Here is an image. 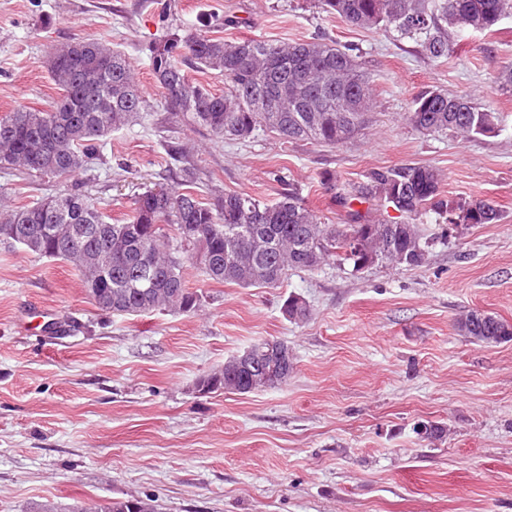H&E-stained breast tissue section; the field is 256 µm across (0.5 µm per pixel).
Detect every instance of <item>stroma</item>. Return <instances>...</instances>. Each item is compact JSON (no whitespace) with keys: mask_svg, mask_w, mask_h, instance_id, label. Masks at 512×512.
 Here are the masks:
<instances>
[{"mask_svg":"<svg viewBox=\"0 0 512 512\" xmlns=\"http://www.w3.org/2000/svg\"><path fill=\"white\" fill-rule=\"evenodd\" d=\"M223 17L213 37L352 45L371 75L366 129L331 147L267 132L216 137L169 112L149 47L199 16ZM119 51L151 105L112 131L79 173L39 178L0 169V203L21 208L62 188L126 220L135 197L162 182L215 203L226 192L270 202L294 191L325 224H343L344 188L373 170H437L453 200H487L501 219L460 230L426 210L425 266L335 264L290 271L281 287L208 280L193 314L116 316L88 296L68 262L38 258L0 237V512L51 502L151 498L157 512H512V340L484 345L453 327L479 309L512 322V13L494 32L461 31L433 60L394 29H363L318 0H0V116L49 109L61 96L45 68L72 39ZM427 89L470 93L497 112L496 133L462 142L406 119ZM185 149L173 163L165 143ZM334 179L321 181V173ZM297 295L302 322L282 305ZM286 342L282 386L202 394L200 378L264 340ZM437 422L446 435H417Z\"/></svg>","mask_w":512,"mask_h":512,"instance_id":"1","label":"stroma"}]
</instances>
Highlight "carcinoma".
<instances>
[{"label":"carcinoma","instance_id":"cac0c4a2","mask_svg":"<svg viewBox=\"0 0 512 512\" xmlns=\"http://www.w3.org/2000/svg\"><path fill=\"white\" fill-rule=\"evenodd\" d=\"M322 9L352 26L392 27L421 39L425 54L446 58L456 28L491 32L512 9V0H320ZM211 22L195 31L170 34L150 47L155 77L170 112L203 126L218 137L247 139L261 129L285 142L311 140L335 146L361 130L371 112L370 74L352 48L322 38L293 44L210 36ZM224 74V93L191 82L185 67ZM62 97L48 110L18 109L0 117V168L29 175L68 177L99 151L100 141L148 110V100L121 53L76 39L47 60ZM407 119L422 131H449L475 140L492 131L496 113L468 94L429 90L414 99ZM360 204L377 202L401 212V223L376 222L369 214L349 213L348 224H323L293 193L262 203L226 192L211 206L191 191L148 190L132 202V215L113 223L99 204L76 189L44 197L30 206L0 210V235L39 258L61 259L81 273L84 287L103 311L139 316L156 311L188 314L200 297L186 285L188 249L209 256L208 278L243 288L275 287L290 270H314L332 261L358 271L368 254L398 268L427 261L426 243L411 222L427 207L445 212L455 226L494 224L500 210L489 201H448L440 197L437 171L419 165L375 170L343 196ZM175 227L166 240L162 224ZM194 224L189 240L183 226ZM151 264L142 275V258ZM286 317L304 321L309 308L290 295ZM462 335L491 344L512 340V324L480 310L454 323ZM261 369L234 364L199 382L206 393L259 390ZM70 512H155L151 500L136 496L80 502Z\"/></svg>","mask_w":512,"mask_h":512}]
</instances>
